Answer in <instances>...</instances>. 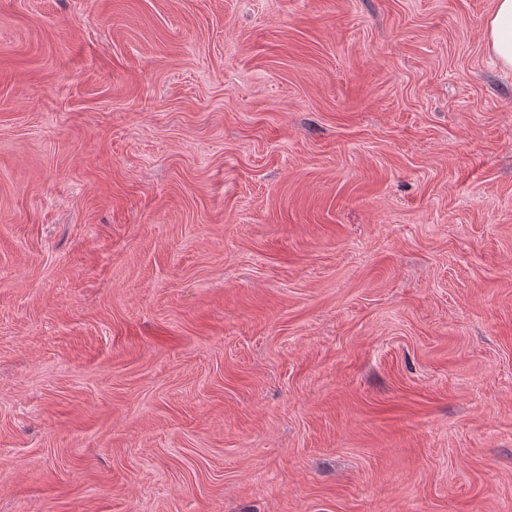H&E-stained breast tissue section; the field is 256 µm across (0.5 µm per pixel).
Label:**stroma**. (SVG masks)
Masks as SVG:
<instances>
[{
  "mask_svg": "<svg viewBox=\"0 0 512 512\" xmlns=\"http://www.w3.org/2000/svg\"><path fill=\"white\" fill-rule=\"evenodd\" d=\"M493 0H0V512H512Z\"/></svg>",
  "mask_w": 512,
  "mask_h": 512,
  "instance_id": "35a3bbf8",
  "label": "stroma"
}]
</instances>
